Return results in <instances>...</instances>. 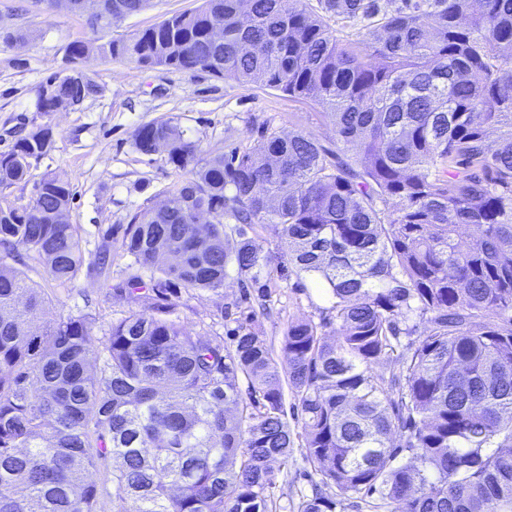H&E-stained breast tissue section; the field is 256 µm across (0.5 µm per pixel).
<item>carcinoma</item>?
Masks as SVG:
<instances>
[{
	"label": "carcinoma",
	"instance_id": "carcinoma-1",
	"mask_svg": "<svg viewBox=\"0 0 512 512\" xmlns=\"http://www.w3.org/2000/svg\"><path fill=\"white\" fill-rule=\"evenodd\" d=\"M148 2L106 0L114 21ZM68 57L36 110L96 96L84 63L111 58L309 99L334 144L268 128L205 156L172 120L140 126L136 151L166 140L187 177L117 246L104 232L93 264L132 258L118 292L142 309L110 326L100 365L93 322L43 321L28 276L32 260L65 288L85 264L58 221L70 182L48 173L31 205L3 204L52 131L0 154V512H98L100 468L122 512H276L287 392L319 476L298 512H512V0H201ZM200 209L234 235L202 234ZM260 229L331 300V318L288 323L286 381L254 315L225 341L175 316L181 290L217 293L231 265L270 296Z\"/></svg>",
	"mask_w": 512,
	"mask_h": 512
}]
</instances>
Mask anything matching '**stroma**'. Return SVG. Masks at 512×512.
<instances>
[{
  "mask_svg": "<svg viewBox=\"0 0 512 512\" xmlns=\"http://www.w3.org/2000/svg\"><path fill=\"white\" fill-rule=\"evenodd\" d=\"M195 5L196 0H150L144 11L114 24L110 35H129ZM15 31L24 33L22 45L5 42V33ZM96 37L84 15L51 9L46 0H0V153L34 127L47 124L54 132L51 151L31 170V184L14 188L12 196L28 202L34 181L49 171L64 173L75 191L70 221L78 228L86 257H94L108 226H126L134 213L156 206L180 176L166 153L143 155L135 150L133 134L142 124L176 121L204 152L212 154L255 143L267 126L285 132L302 129L325 142L333 138L321 107L313 102L199 69H148L100 58L86 64L101 87L97 97L62 112L36 111L38 90L47 77L66 67L70 43ZM128 263V258L114 255L102 277L83 266L64 288L46 280L42 271H31L30 276L50 300L48 320L86 314L93 317L100 337L132 308L116 290L127 275ZM238 280L233 270L220 293L181 292L180 321L202 335L225 337L239 316ZM294 281L291 275L274 277L269 311L257 314L254 321L255 330L277 351L283 375L288 361L279 350L289 321L317 322L330 313V302L320 288L311 283L298 291ZM310 492V467L298 442L277 475V512H297L302 497Z\"/></svg>",
  "mask_w": 512,
  "mask_h": 512,
  "instance_id": "1",
  "label": "stroma"
}]
</instances>
